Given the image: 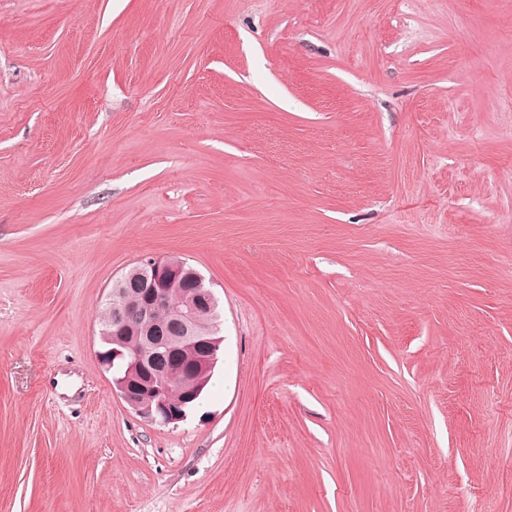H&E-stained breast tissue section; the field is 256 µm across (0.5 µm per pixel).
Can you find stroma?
Instances as JSON below:
<instances>
[{
    "label": "stroma",
    "mask_w": 512,
    "mask_h": 512,
    "mask_svg": "<svg viewBox=\"0 0 512 512\" xmlns=\"http://www.w3.org/2000/svg\"><path fill=\"white\" fill-rule=\"evenodd\" d=\"M512 0H0V512H512ZM175 258L178 424L97 356ZM186 267L195 270L187 263ZM187 278L194 282L184 283ZM119 283L138 287V299L128 300V289L119 288L117 282L113 284L112 308L108 299L98 313L101 330L108 331L112 320V343L102 335L104 352L112 349V354L107 353L112 361L101 352L98 357L108 370L112 367L113 388L135 414L164 425L183 421L186 411L199 403L224 341L219 335L218 300L196 270L188 275L183 262L175 259L150 260L134 266L120 277ZM194 283L195 293L183 302L184 309L173 307L172 298L180 293L182 285V294H189L194 291ZM160 313H168L174 321L159 317V323L168 329L173 323L174 329L167 335H161L154 323ZM200 314L207 317L206 325L199 321ZM129 336L139 337L130 350L125 343ZM112 344L121 349L112 348ZM187 344L202 348L193 361L196 348L187 346L182 351ZM180 352L182 360L191 362L181 361ZM178 374L190 383L189 401L172 400L166 395L168 377L173 394L183 388Z\"/></svg>",
    "instance_id": "1"
}]
</instances>
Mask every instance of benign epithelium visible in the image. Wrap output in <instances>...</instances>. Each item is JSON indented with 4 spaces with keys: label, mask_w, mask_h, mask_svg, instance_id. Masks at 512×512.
<instances>
[{
    "label": "benign epithelium",
    "mask_w": 512,
    "mask_h": 512,
    "mask_svg": "<svg viewBox=\"0 0 512 512\" xmlns=\"http://www.w3.org/2000/svg\"><path fill=\"white\" fill-rule=\"evenodd\" d=\"M188 278L196 284L195 293L183 302V308H175L172 298ZM119 283L123 287L112 289L110 332L116 348L112 359L101 352L98 357L112 369L115 392L135 414L164 425L176 424L186 418V402L167 397L168 377L177 373L188 380V400L200 396L224 341L218 300L199 273L188 274L183 262L175 259L134 266ZM128 285L138 288V299H128ZM161 313L173 319V330L166 335L160 334L154 323ZM187 344L202 348L191 362L179 359Z\"/></svg>",
    "instance_id": "obj_1"
}]
</instances>
